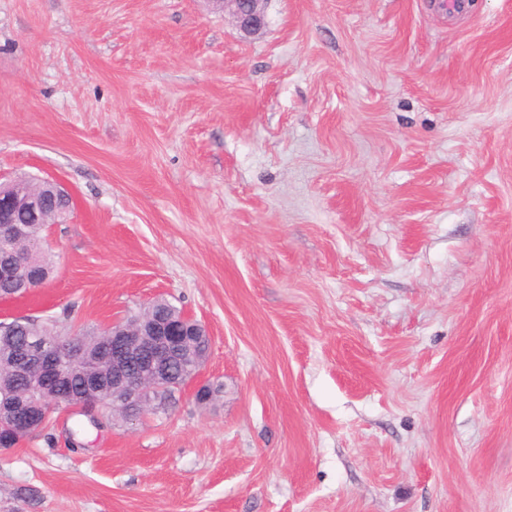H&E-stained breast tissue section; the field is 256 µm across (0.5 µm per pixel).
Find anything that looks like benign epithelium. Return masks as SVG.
I'll list each match as a JSON object with an SVG mask.
<instances>
[{
    "label": "benign epithelium",
    "instance_id": "benign-epithelium-1",
    "mask_svg": "<svg viewBox=\"0 0 512 512\" xmlns=\"http://www.w3.org/2000/svg\"><path fill=\"white\" fill-rule=\"evenodd\" d=\"M216 6L232 16L237 28L246 35L259 33L266 25L268 0H213ZM31 214L30 223H48L44 199H23L0 193V281L12 276L15 254L11 243L26 235V226L13 220L15 212ZM149 306L139 315L97 329L103 343L98 357L111 367L112 398H90L77 404L54 403L52 409H69L90 419L102 420L101 411H124L126 419L135 421L161 404L183 382L175 377L173 364L178 356L191 350V337L209 336L206 326L174 308L157 320ZM54 335L50 326L27 338L14 360L15 375L31 381L42 390L57 388L68 373L86 361L80 348L61 351L49 342ZM38 404L27 396L0 401V421L6 419L20 427L39 425Z\"/></svg>",
    "mask_w": 512,
    "mask_h": 512
}]
</instances>
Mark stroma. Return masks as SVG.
Masks as SVG:
<instances>
[{
    "instance_id": "stroma-1",
    "label": "stroma",
    "mask_w": 512,
    "mask_h": 512,
    "mask_svg": "<svg viewBox=\"0 0 512 512\" xmlns=\"http://www.w3.org/2000/svg\"><path fill=\"white\" fill-rule=\"evenodd\" d=\"M266 15L0 0V175L76 202L0 318L212 340L141 421L0 453V512H512V0Z\"/></svg>"
}]
</instances>
